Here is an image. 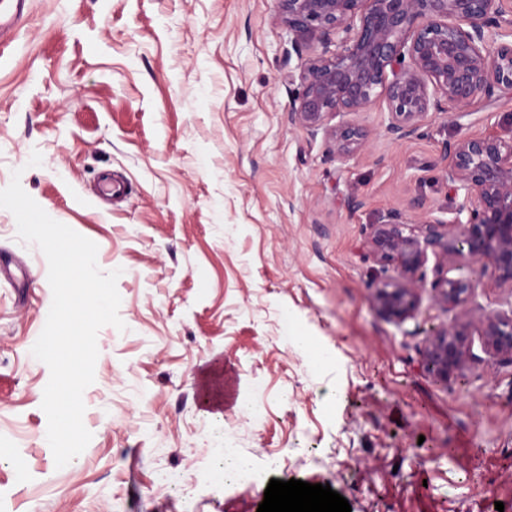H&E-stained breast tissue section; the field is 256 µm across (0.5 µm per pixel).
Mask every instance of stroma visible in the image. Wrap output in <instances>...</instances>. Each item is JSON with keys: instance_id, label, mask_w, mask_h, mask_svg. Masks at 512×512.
<instances>
[{"instance_id": "35a3bbf8", "label": "stroma", "mask_w": 512, "mask_h": 512, "mask_svg": "<svg viewBox=\"0 0 512 512\" xmlns=\"http://www.w3.org/2000/svg\"><path fill=\"white\" fill-rule=\"evenodd\" d=\"M288 48L275 0H33L0 51V189L21 170L97 244L126 325L98 333L92 439L56 468L31 353L48 262L0 208V512H257L293 478L352 512H512V363L475 335L440 383L421 350L455 311L426 291L399 325L373 304L370 225L417 199L452 217L443 146L461 131L440 112L393 140L379 101L358 117L367 149L341 161L288 122ZM469 110L468 133L512 139V91ZM104 170L127 186L108 203ZM218 448L252 471L224 484Z\"/></svg>"}]
</instances>
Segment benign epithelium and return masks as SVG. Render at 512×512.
I'll return each instance as SVG.
<instances>
[{
  "label": "benign epithelium",
  "instance_id": "obj_1",
  "mask_svg": "<svg viewBox=\"0 0 512 512\" xmlns=\"http://www.w3.org/2000/svg\"><path fill=\"white\" fill-rule=\"evenodd\" d=\"M297 54L315 44L336 52L308 53L298 69L301 91L288 121L323 134L336 158L363 151L368 134L357 117L377 98L387 104V133L418 134L429 116H467L479 98L512 90V0H277ZM339 115L351 119L330 124ZM444 171L463 201L451 220L412 219L399 211L370 228L368 245L392 275L375 289L377 312L403 323L425 289L419 270L433 254L434 298L459 312L425 341L424 368L438 381L461 373L470 358L469 305L477 288L471 266L482 264L498 286L512 290V140L464 135L444 146ZM483 349L512 360V310L480 321Z\"/></svg>",
  "mask_w": 512,
  "mask_h": 512
}]
</instances>
